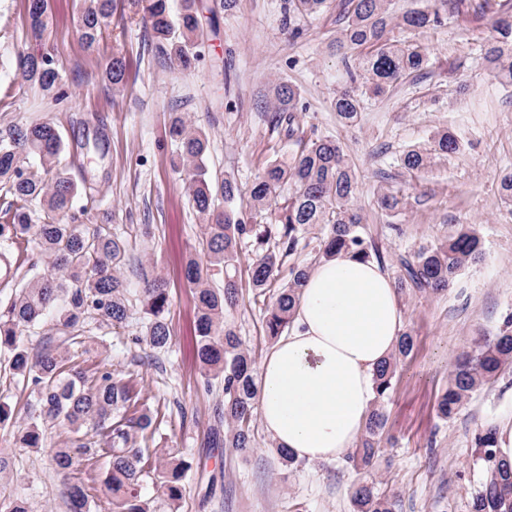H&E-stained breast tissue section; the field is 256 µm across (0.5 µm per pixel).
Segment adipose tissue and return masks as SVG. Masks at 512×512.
<instances>
[{"instance_id":"obj_1","label":"adipose tissue","mask_w":512,"mask_h":512,"mask_svg":"<svg viewBox=\"0 0 512 512\" xmlns=\"http://www.w3.org/2000/svg\"><path fill=\"white\" fill-rule=\"evenodd\" d=\"M403 326L381 265L348 254L317 263L257 378L261 425L275 447L311 463L355 448L375 400V372Z\"/></svg>"}]
</instances>
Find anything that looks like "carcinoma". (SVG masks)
<instances>
[{"mask_svg": "<svg viewBox=\"0 0 512 512\" xmlns=\"http://www.w3.org/2000/svg\"><path fill=\"white\" fill-rule=\"evenodd\" d=\"M439 2L395 17L389 0H340L336 5L332 0H288L290 19H316L338 9L341 30L336 48L358 51L351 65V85L337 91L332 100L340 125L356 124L364 96L383 95L395 82L428 67L420 44L391 33L395 28L416 34L435 27L442 22L443 11L489 16L483 61L490 75L512 85V4L507 0ZM126 9L141 16L144 28L172 66L188 71L201 60L197 0H181L176 17L170 13L168 0H82L78 26L84 48L95 51L112 16ZM25 13L31 34L42 38L49 22L48 0H26ZM17 67L26 81L44 93L56 100L64 96L58 61L51 53L22 55ZM105 76L115 90L125 85L126 61L121 52L112 53ZM298 106L299 93L293 85H276L271 123L280 140L294 149L286 164L268 159L251 186L252 209L259 215L270 214L267 224H248L219 208L218 200L230 203L235 199L236 182L212 180L206 165L207 134L185 113L169 115L168 133L178 145L189 201L203 224L205 261L190 260L185 277L196 294L197 356L208 376L206 388H212L216 379L223 393L215 416L224 421V429H211L209 448L224 446L247 452L254 445L255 361L225 320L226 313L238 305L242 289H250L254 302L262 304L265 333L275 339L290 327L309 270L304 263H294L285 275L283 265L298 251L309 228L320 227L313 247L320 259L350 252L382 266L387 262L376 242L366 236L363 215L353 205L359 183L343 143L334 136L306 135ZM65 149L62 133L48 122L13 125L0 131V191L12 197L0 216V256L13 257L22 264L33 243L51 266L47 273L31 266L10 298L0 302V352L8 354L12 380L31 389L39 406L37 417L16 438L15 447L40 448L48 429L65 426L74 441L55 449L52 457L64 478L80 466L82 448L88 460L101 463L112 512H148L142 481L151 471L158 491L173 512H178L190 465L157 455L148 471L149 449L137 446V441L145 442L158 433L161 421L143 411L140 394L133 386L114 381L108 369L86 374L70 353L83 345L84 325L121 326L130 318L133 303L129 286L120 275L128 257V240L113 230L107 219L92 229L71 221L74 210L90 211L95 194L92 184L80 186L60 170ZM459 150L458 137L441 130L431 135L428 146L403 152L397 164L407 171H420L430 167L434 157ZM377 205L387 215L397 216L404 209L403 195L383 190ZM248 238L254 240L258 254L244 266L239 245ZM481 256L480 236L463 227L442 243L422 245L412 255L398 257L395 288L402 293L441 294ZM213 267L224 274L220 288L211 285ZM138 301L148 315L143 342L153 349L166 347L171 331L165 317L169 306L165 281L160 277L144 279ZM49 321L55 335L47 337L37 353H30L26 332ZM413 349L412 334L402 333L392 358L375 374L376 399L364 434L348 456L356 467H371L379 457L387 422L384 401L400 359ZM507 372H512L511 315L496 335L482 337L473 352L459 358L449 374L448 388L439 398V417L454 418L475 392ZM494 435L490 424L473 438L482 477L471 496L469 512H512V466L497 459ZM67 496L70 512H90L83 481L68 484ZM352 500L356 512H395L394 503L368 483L354 489ZM0 512H28L26 498L20 494L1 497Z\"/></svg>", "mask_w": 512, "mask_h": 512, "instance_id": "carcinoma-1", "label": "carcinoma"}]
</instances>
